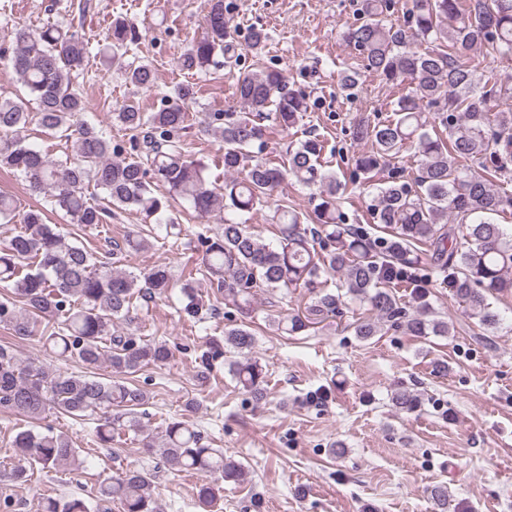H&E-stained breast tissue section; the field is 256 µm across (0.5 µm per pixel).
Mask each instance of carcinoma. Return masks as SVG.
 <instances>
[{"label": "carcinoma", "mask_w": 512, "mask_h": 512, "mask_svg": "<svg viewBox=\"0 0 512 512\" xmlns=\"http://www.w3.org/2000/svg\"><path fill=\"white\" fill-rule=\"evenodd\" d=\"M391 0H359L357 23L344 40L358 51L361 66L388 86H408L393 101V118L363 121L356 137L371 142V150L358 156L356 168L371 182L385 168L388 181L375 187L369 205L375 224L391 230L385 240L371 239L362 226L342 227L336 200L342 183L319 163L324 149L317 136L299 143L281 168L255 161L245 167L247 149L263 144L268 135L293 127L308 110L306 97L287 89L275 69L242 73L236 94L242 112L205 116L207 130L222 143L224 172L243 176L224 179L217 189L204 176L205 166L186 153L181 133L188 128L185 106L196 101V84L186 81L174 88L175 101L154 112H143L125 101L112 113L115 122L135 132L127 157L115 159L122 147L83 118L86 104L77 89L89 64L87 41L58 24L37 31L14 26L13 48L0 61L38 105L30 112L23 100H0V168L18 173L29 187L45 195L47 208L19 212L17 201L0 194V224L20 219L22 227L0 243V286L10 297L0 301V324L19 340L38 338L64 360L84 366L80 373L44 366L21 365L20 359L0 348V408L35 418L49 409L74 417L100 414L95 436L112 443L121 431L139 428L137 409L149 399L146 390L126 377L148 365L161 366L170 348L132 334L112 332L114 321L129 317L137 296L161 295L171 287L165 265L139 273L119 271L98 260L83 245L70 240L60 224L46 223L50 210L67 224L102 227L116 210L132 209L144 224L178 223L175 204L187 203L200 217L215 208L232 212L212 233L196 232L201 247L197 271L224 292V299L250 311L256 288L304 287L316 295L310 314L334 315L342 296L320 289L322 274L343 276L345 297L367 306L368 315L353 326L355 336L369 340L385 323L416 337L446 336L448 322L434 317L426 293L411 269L418 263L416 247L428 246L434 268L441 273L468 315L485 330L494 329L498 315L488 297L512 291V231L497 223V216L512 212V194L493 188L501 177L512 181V113L498 112L500 101H512V82L480 67L474 59L479 46L485 55L512 56V0H411L403 23H387ZM224 0H210L206 34L193 42L180 58L182 69L203 72L235 55V28L224 15ZM138 39L134 23L112 22L99 51L102 61L131 85L148 88L154 69L129 59ZM438 115L431 124L426 110ZM272 119V125L260 123ZM71 144L73 155L52 159L25 143L23 132L32 122ZM413 144L421 154L414 184L404 170L391 165L400 150ZM293 176L306 186H319V203L308 217L279 204L269 216L278 244L260 241L249 231L244 216L268 203L280 184ZM166 193L155 192L156 185ZM94 186L99 193L89 197ZM462 227L466 246H451L456 227ZM148 238L130 235L115 250L136 253L148 248ZM414 289L415 306L408 308L393 288ZM181 313L198 321L202 306L192 288L183 287ZM276 330L297 336L311 329L308 317L290 315L274 321ZM254 334L244 325L224 330V345L201 357L208 370L224 349L238 359L228 372L238 386L259 397L265 375L252 358ZM108 364L117 378L97 376ZM391 401L413 413L420 406L417 394L396 391ZM12 447L21 459L11 472L23 481L34 469L57 470L79 463V449L62 434L15 433ZM144 450L169 468L203 477L197 492L202 512H215L220 481L243 480L244 468L207 448L201 435L182 421L168 423L160 440L148 439ZM435 512H448V491L430 489ZM119 504L122 512H158L152 475L127 469L104 480L95 498L71 495L48 498L42 512H100L104 503Z\"/></svg>", "instance_id": "obj_1"}]
</instances>
